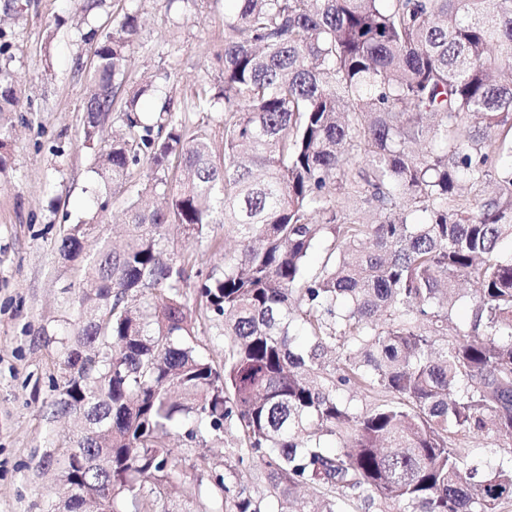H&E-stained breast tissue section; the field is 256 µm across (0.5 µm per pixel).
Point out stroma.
<instances>
[{
	"label": "stroma",
	"instance_id": "stroma-1",
	"mask_svg": "<svg viewBox=\"0 0 512 512\" xmlns=\"http://www.w3.org/2000/svg\"><path fill=\"white\" fill-rule=\"evenodd\" d=\"M231 0H107L100 31L125 12L141 15L131 48L130 84L158 70L169 72L167 92L183 98L193 84L223 88L224 16ZM76 0H0V28L12 41L0 55L22 80V105L12 113L13 134L0 171V512H49L59 480L44 468L73 429L71 418L52 416L50 404L64 381L61 344L71 329L66 285L75 272L58 247L71 224L95 206L92 170L97 146L85 144L83 115L96 40H82ZM223 225L203 237L176 234L172 249L190 260L189 274L222 272L233 247ZM463 469L512 467V441L494 434L459 437ZM188 461L206 457L203 479L236 468L231 438L201 433L184 449Z\"/></svg>",
	"mask_w": 512,
	"mask_h": 512
}]
</instances>
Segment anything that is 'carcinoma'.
Here are the masks:
<instances>
[{"label":"carcinoma","instance_id":"obj_1","mask_svg":"<svg viewBox=\"0 0 512 512\" xmlns=\"http://www.w3.org/2000/svg\"><path fill=\"white\" fill-rule=\"evenodd\" d=\"M224 18V139L206 124L207 82L183 106L155 81L127 85L139 19L125 13L94 51L82 125L100 181L97 211L59 247L79 275L64 354L100 359L66 372L52 413L80 415L57 463L98 492L92 512H177L164 489L185 457L172 431L236 433L239 480L265 492L215 512H337L369 491L396 512H497L512 470L460 467L454 434L512 440V0H233ZM0 69V149L17 111ZM121 133L109 137L111 117ZM129 201L127 238L84 252L108 194ZM369 209L367 220L354 207ZM425 215L422 223L413 215ZM235 233L220 276L197 272L205 310L224 320V359L200 349L174 232ZM331 248L315 271L307 258ZM479 301L470 330L449 310L460 282ZM307 336L299 347L296 329ZM342 387L380 403L354 414ZM337 437L339 450L325 438Z\"/></svg>","mask_w":512,"mask_h":512}]
</instances>
